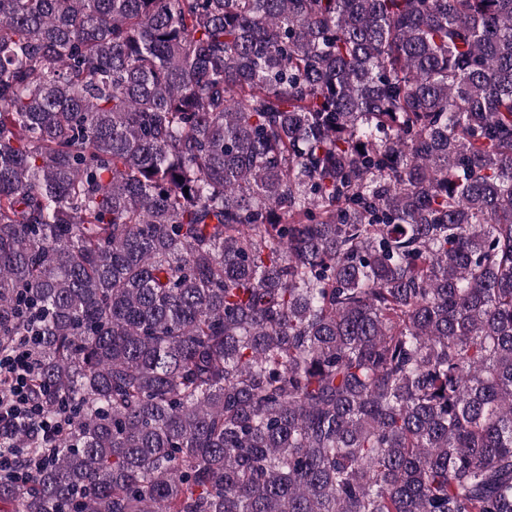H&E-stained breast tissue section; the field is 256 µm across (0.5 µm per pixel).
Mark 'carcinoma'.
I'll return each mask as SVG.
<instances>
[{"instance_id":"obj_1","label":"carcinoma","mask_w":512,"mask_h":512,"mask_svg":"<svg viewBox=\"0 0 512 512\" xmlns=\"http://www.w3.org/2000/svg\"><path fill=\"white\" fill-rule=\"evenodd\" d=\"M9 512H512V0H0ZM39 336H19L14 348L0 353V380L6 377L8 386H0V427H24L29 430L30 448L48 445L58 433L55 423L42 419L39 407L29 401L28 382L35 372L36 362L31 347ZM0 437V478L2 476H25L32 468L35 459L25 453L24 448H11V443L5 441V435Z\"/></svg>"}]
</instances>
